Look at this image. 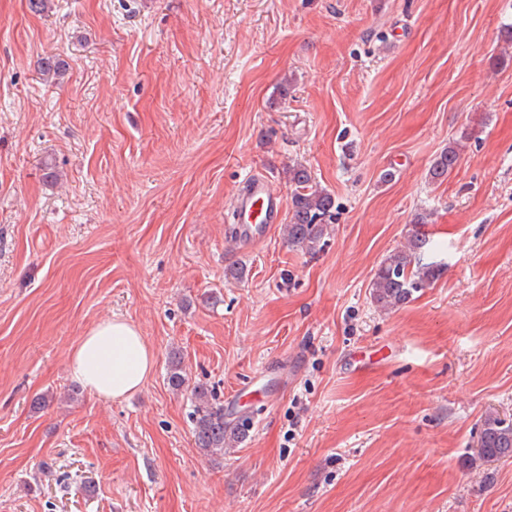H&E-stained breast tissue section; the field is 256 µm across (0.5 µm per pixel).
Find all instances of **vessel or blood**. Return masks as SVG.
Masks as SVG:
<instances>
[{"label":"vessel or blood","instance_id":"1","mask_svg":"<svg viewBox=\"0 0 512 512\" xmlns=\"http://www.w3.org/2000/svg\"><path fill=\"white\" fill-rule=\"evenodd\" d=\"M284 216V200L273 182L262 175L249 178L237 193L234 222L237 237L244 243H256L266 238Z\"/></svg>","mask_w":512,"mask_h":512}]
</instances>
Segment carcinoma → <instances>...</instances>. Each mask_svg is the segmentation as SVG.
Here are the masks:
<instances>
[{
  "instance_id": "obj_1",
  "label": "carcinoma",
  "mask_w": 512,
  "mask_h": 512,
  "mask_svg": "<svg viewBox=\"0 0 512 512\" xmlns=\"http://www.w3.org/2000/svg\"><path fill=\"white\" fill-rule=\"evenodd\" d=\"M43 75L59 78L65 63L55 56L39 60ZM459 153L453 146L443 150L428 170L429 179L442 182L455 169ZM288 182L292 187L288 222L284 226L288 245L305 252L316 250L334 219L335 199L327 190L313 184L308 168L296 163L288 166ZM428 215L419 213L413 220L406 245L389 254L376 269L371 280L372 297L381 307H398L409 303L414 294L435 282L443 268L426 261L431 251L430 239L422 231ZM187 377L183 361L173 353L168 363V385L178 392L184 390ZM193 438L196 448L205 456L219 458L224 449L234 448L246 437L247 424L230 425L224 421V403L204 385L191 391ZM481 455L486 458H512V422L489 415L481 430Z\"/></svg>"
}]
</instances>
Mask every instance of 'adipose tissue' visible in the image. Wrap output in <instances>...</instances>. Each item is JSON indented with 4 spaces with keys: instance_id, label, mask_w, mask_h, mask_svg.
Returning <instances> with one entry per match:
<instances>
[{
    "instance_id": "adipose-tissue-1",
    "label": "adipose tissue",
    "mask_w": 512,
    "mask_h": 512,
    "mask_svg": "<svg viewBox=\"0 0 512 512\" xmlns=\"http://www.w3.org/2000/svg\"><path fill=\"white\" fill-rule=\"evenodd\" d=\"M155 362L156 354L139 330L113 318L81 336L69 358V373L99 400L111 402L140 391Z\"/></svg>"
}]
</instances>
